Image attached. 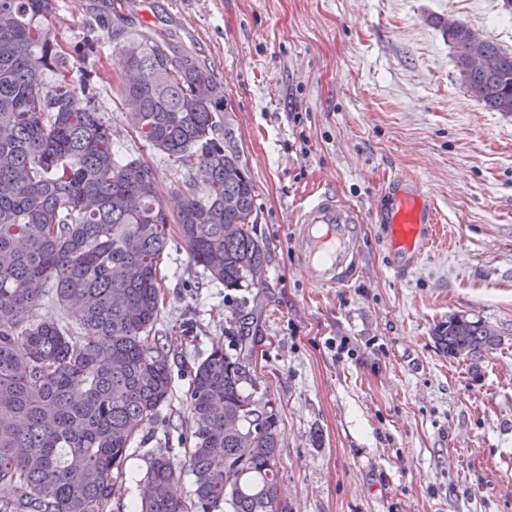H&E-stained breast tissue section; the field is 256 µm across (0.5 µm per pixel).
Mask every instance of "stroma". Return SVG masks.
Masks as SVG:
<instances>
[{
	"label": "stroma",
	"mask_w": 512,
	"mask_h": 512,
	"mask_svg": "<svg viewBox=\"0 0 512 512\" xmlns=\"http://www.w3.org/2000/svg\"><path fill=\"white\" fill-rule=\"evenodd\" d=\"M143 2L126 19L223 82L271 253L263 287L230 290L170 241L152 334L171 394L128 451L113 512H133L160 452L192 500L188 390L217 344L244 360V393L274 407L291 512H512V114L467 93L437 24L461 19L511 51L512 15L500 0ZM57 15L59 39L115 48L112 0H58ZM85 68L116 148L154 168L174 205L180 170L139 138L100 59ZM396 173L424 184L447 227L446 248L407 274L378 222ZM315 184L368 226L363 272L343 289L296 273L290 219ZM453 315L494 326L501 344L476 363L448 357L433 333Z\"/></svg>",
	"instance_id": "stroma-1"
}]
</instances>
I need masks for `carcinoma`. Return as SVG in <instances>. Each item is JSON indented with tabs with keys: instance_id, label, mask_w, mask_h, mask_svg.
Instances as JSON below:
<instances>
[{
	"instance_id": "cac0c4a2",
	"label": "carcinoma",
	"mask_w": 512,
	"mask_h": 512,
	"mask_svg": "<svg viewBox=\"0 0 512 512\" xmlns=\"http://www.w3.org/2000/svg\"><path fill=\"white\" fill-rule=\"evenodd\" d=\"M56 15L57 0H0V484L12 489L0 512H111L130 444L171 392L168 355L150 332L172 237L233 290L263 286L270 251L254 233L256 186L213 70L149 26L119 30L112 74L135 130L184 169L172 217L154 170L119 157L70 79L94 45L53 38ZM436 24L466 90L511 113L512 54L486 41L498 67L475 69L467 24ZM435 338L470 361L500 344L493 326L463 315ZM244 379L219 344L197 365L193 500L173 494L179 471L159 455L137 512H290L276 414L243 393Z\"/></svg>"
}]
</instances>
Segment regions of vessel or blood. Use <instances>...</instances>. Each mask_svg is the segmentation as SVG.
Wrapping results in <instances>:
<instances>
[{"instance_id":"obj_1","label":"vessel or blood","mask_w":512,"mask_h":512,"mask_svg":"<svg viewBox=\"0 0 512 512\" xmlns=\"http://www.w3.org/2000/svg\"><path fill=\"white\" fill-rule=\"evenodd\" d=\"M383 194L388 203L379 220L388 229L393 264L399 271L416 269L442 238L439 212L423 184L412 178L393 176ZM365 230L361 215L341 203L335 193H313L299 208L290 238L297 272L306 287H347L360 271Z\"/></svg>"}]
</instances>
